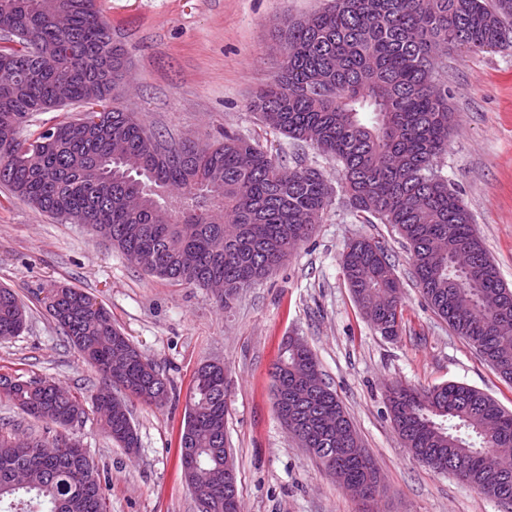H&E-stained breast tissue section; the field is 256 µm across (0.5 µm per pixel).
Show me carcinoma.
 <instances>
[{"label": "carcinoma", "instance_id": "cac0c4a2", "mask_svg": "<svg viewBox=\"0 0 512 512\" xmlns=\"http://www.w3.org/2000/svg\"><path fill=\"white\" fill-rule=\"evenodd\" d=\"M71 16L53 28L56 4ZM512 0H325L321 10L288 24L272 79L250 101L265 126L341 164L355 216L395 226L410 247L415 278L427 304L471 343L494 371L512 383V290L478 238L466 205L438 168L448 150L451 112L436 54L444 47L497 49L512 42L503 28ZM100 0H0V67L27 76L18 88L0 85V184L34 208L88 224L134 265L173 283L205 288L224 282V308L241 290L309 239L331 202L320 173L295 166L256 140L224 132L193 151L157 159L148 143H176L144 127L135 112L115 106L124 51L112 44ZM66 80L70 102L99 124L56 125L60 143L43 144L32 118L59 107L55 84ZM343 276L373 327L396 336L402 318L400 284L379 242L360 237L342 254ZM46 310L81 354L90 355L110 385L149 406L168 397L167 382L149 359L112 365V352L132 341L112 314L79 288L56 286ZM27 310L0 287V339L22 334ZM319 364L302 340L281 347L272 371L278 414L288 431L324 468L335 464L350 490L377 481L371 458H360L356 431L336 392L303 377ZM0 391L25 415L67 428L84 415L83 400L53 380H11ZM179 460L192 457L211 471L215 512H236L224 499L228 413L224 366L200 365L193 374ZM98 411L102 431L122 448L138 434L126 404ZM395 429L419 460L512 504L509 481L486 466V451L512 459V411L486 394L449 382L432 389L393 388ZM72 445L32 437L29 447L0 430V512H108L100 474L77 478L87 454Z\"/></svg>", "mask_w": 512, "mask_h": 512}]
</instances>
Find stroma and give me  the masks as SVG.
<instances>
[{"mask_svg":"<svg viewBox=\"0 0 512 512\" xmlns=\"http://www.w3.org/2000/svg\"><path fill=\"white\" fill-rule=\"evenodd\" d=\"M112 40L126 51L129 91L118 106L156 133L202 138L231 130L291 157L281 133L249 102L274 72L279 29L320 10L323 0H102ZM448 103L456 125L440 160L474 228L512 288V47L449 51ZM332 189L312 236L230 308L204 288L178 285L131 264L89 226L69 224L0 185V286L14 289L28 326L0 340V374L51 378L83 399L105 382L49 316L48 288L81 289L168 379L162 407L131 401L139 446L120 448L94 410L76 428L100 472L110 512H198L179 469V434L195 370L223 364L228 380L227 446L241 512H362L283 425L271 371L280 343L302 339L315 354L380 477L373 512H512L477 488L425 465L394 430L387 391L448 382L475 388L512 410V385L425 303L409 250L389 224L350 212L336 162L305 148ZM379 241L395 264L404 301L398 335L376 331L356 305L340 259L358 236Z\"/></svg>","mask_w":512,"mask_h":512,"instance_id":"1","label":"stroma"}]
</instances>
